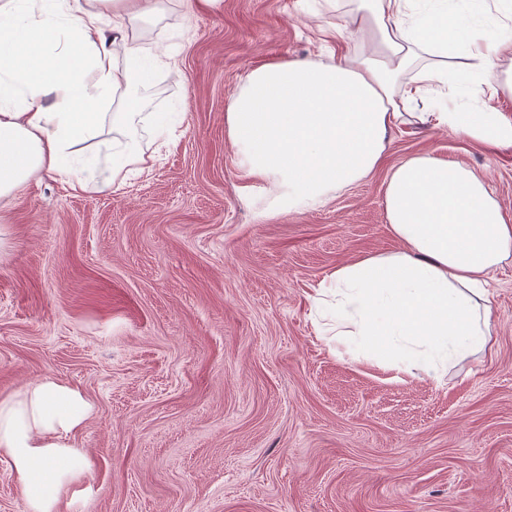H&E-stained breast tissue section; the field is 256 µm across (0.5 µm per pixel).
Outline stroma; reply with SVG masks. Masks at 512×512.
Returning a JSON list of instances; mask_svg holds the SVG:
<instances>
[{
	"label": "stroma",
	"instance_id": "35a3bbf8",
	"mask_svg": "<svg viewBox=\"0 0 512 512\" xmlns=\"http://www.w3.org/2000/svg\"><path fill=\"white\" fill-rule=\"evenodd\" d=\"M356 0H162L134 20L166 47L144 109L184 122L119 192L41 172L0 200V397L56 380L95 411L76 435L87 494L59 512H512V259L489 274L491 348L442 381L323 336L337 265L400 244L386 169L297 211L248 176L226 113L254 67L328 63ZM423 151L481 177L512 216V148L411 122Z\"/></svg>",
	"mask_w": 512,
	"mask_h": 512
}]
</instances>
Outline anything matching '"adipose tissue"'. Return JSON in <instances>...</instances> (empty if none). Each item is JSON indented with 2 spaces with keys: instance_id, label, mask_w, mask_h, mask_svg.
<instances>
[{
  "instance_id": "obj_1",
  "label": "adipose tissue",
  "mask_w": 512,
  "mask_h": 512,
  "mask_svg": "<svg viewBox=\"0 0 512 512\" xmlns=\"http://www.w3.org/2000/svg\"><path fill=\"white\" fill-rule=\"evenodd\" d=\"M157 9L156 0H0V198L42 171L74 190L104 191L150 169L139 131L169 139L178 115L144 111L150 76L168 54L133 44L128 25ZM352 22L361 46L329 64L253 68L226 114L248 175L279 188L282 210L379 168L390 130L420 94L402 81L418 58L429 59L424 79L464 102L499 78L512 88V0H365ZM116 38L126 44L120 60ZM117 95L120 112L110 109ZM415 118L512 148V121L486 106ZM384 203L400 250L337 266L315 301L336 342L437 380L489 342L488 275L512 258V219L480 177L430 151L391 166ZM93 412L78 388L54 380L0 398V454L29 512H58L89 470L75 437Z\"/></svg>"
}]
</instances>
